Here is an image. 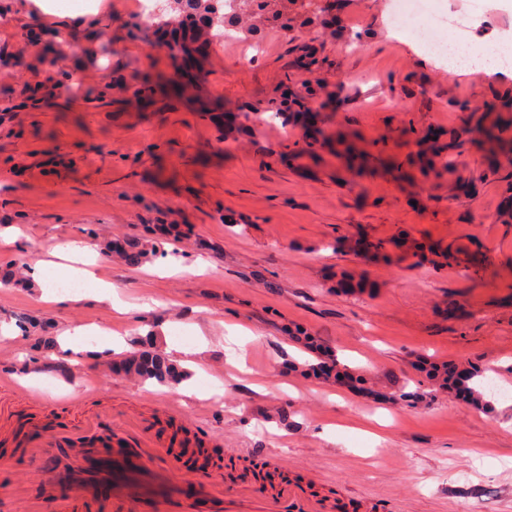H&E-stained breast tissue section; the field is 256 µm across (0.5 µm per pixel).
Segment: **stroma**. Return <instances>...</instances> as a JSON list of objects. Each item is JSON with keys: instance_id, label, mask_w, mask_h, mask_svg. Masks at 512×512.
I'll return each mask as SVG.
<instances>
[{"instance_id": "obj_1", "label": "stroma", "mask_w": 512, "mask_h": 512, "mask_svg": "<svg viewBox=\"0 0 512 512\" xmlns=\"http://www.w3.org/2000/svg\"><path fill=\"white\" fill-rule=\"evenodd\" d=\"M0 0V268L64 263L74 244L111 283L48 304L40 288H0V512L39 500L55 512L39 462L18 452L31 427L74 426L79 411L114 408L151 419L165 440L185 427L226 451L272 459L289 479L310 468L336 512H512V397L488 393V416L434 391L419 358L484 369L512 389V78L449 72L394 32L383 0H351L336 38L316 25L265 26L195 56L182 92L177 54L155 46L136 0ZM69 57L49 68L28 45L38 25ZM512 31V0H486L473 39ZM338 90L305 138L282 88L309 98L300 57ZM77 82L47 96V77ZM238 143L224 142V122ZM440 130L437 157L417 146ZM174 221L190 238L142 264L108 255L109 240H143ZM434 246L421 259L401 236ZM365 237L380 254L344 250ZM50 335L89 328L82 351L37 381L22 323ZM300 325L366 381L371 396L304 376L310 356L286 327ZM122 356L151 347L190 360L191 394L118 373L95 358L102 332ZM405 392L413 401H402Z\"/></svg>"}]
</instances>
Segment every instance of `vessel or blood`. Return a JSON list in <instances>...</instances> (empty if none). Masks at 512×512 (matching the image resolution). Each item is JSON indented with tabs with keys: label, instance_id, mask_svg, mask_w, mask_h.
<instances>
[{
	"label": "vessel or blood",
	"instance_id": "vessel-or-blood-1",
	"mask_svg": "<svg viewBox=\"0 0 512 512\" xmlns=\"http://www.w3.org/2000/svg\"><path fill=\"white\" fill-rule=\"evenodd\" d=\"M200 444L193 434L180 443H163L143 420L114 430L111 412L102 410L86 418L76 432L35 431L23 452L44 463L48 482L76 486V498L57 500V512H74L80 501L95 512H195L208 502L224 512H335L334 497L311 494L312 486L323 481L317 470L310 471L301 486L283 478L264 492L242 481L225 491L212 482V467L203 460ZM189 459L196 465L192 496L186 499L168 486L167 475Z\"/></svg>",
	"mask_w": 512,
	"mask_h": 512
}]
</instances>
